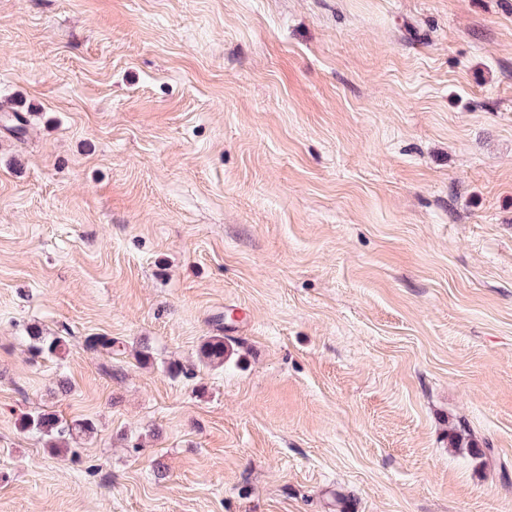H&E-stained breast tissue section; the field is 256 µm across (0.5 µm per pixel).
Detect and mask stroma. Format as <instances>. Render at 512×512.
<instances>
[{
    "instance_id": "stroma-1",
    "label": "stroma",
    "mask_w": 512,
    "mask_h": 512,
    "mask_svg": "<svg viewBox=\"0 0 512 512\" xmlns=\"http://www.w3.org/2000/svg\"><path fill=\"white\" fill-rule=\"evenodd\" d=\"M4 112L0 512H512V0H0ZM33 341L31 349L37 356L57 357L62 359L66 350V339L64 336H53L45 338L40 335L29 336ZM223 336H210L203 341L198 351V359L202 364L221 366L224 364ZM21 428L47 437L50 448L58 450L67 447V440L74 436L90 434L95 426L89 420L64 422L56 414L37 412L24 415L20 419Z\"/></svg>"
}]
</instances>
